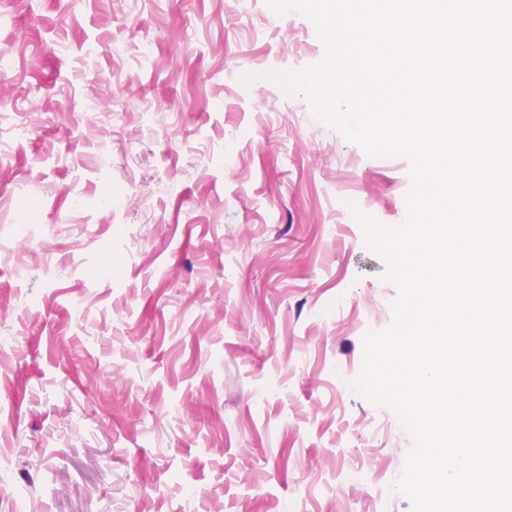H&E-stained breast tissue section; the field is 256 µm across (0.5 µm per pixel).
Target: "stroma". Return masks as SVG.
<instances>
[{
	"instance_id": "stroma-1",
	"label": "stroma",
	"mask_w": 512,
	"mask_h": 512,
	"mask_svg": "<svg viewBox=\"0 0 512 512\" xmlns=\"http://www.w3.org/2000/svg\"><path fill=\"white\" fill-rule=\"evenodd\" d=\"M1 53L0 512H412V438L352 385L399 296L354 214L401 223L410 164L270 80L313 23L0 0Z\"/></svg>"
}]
</instances>
